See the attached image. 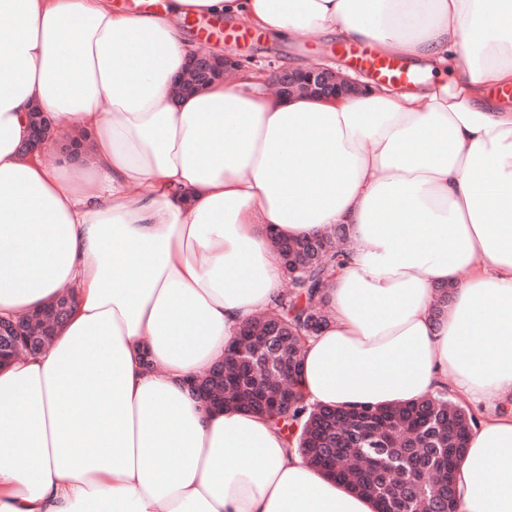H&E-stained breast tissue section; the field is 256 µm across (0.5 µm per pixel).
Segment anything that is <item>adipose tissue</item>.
<instances>
[{
	"label": "adipose tissue",
	"instance_id": "adipose-tissue-1",
	"mask_svg": "<svg viewBox=\"0 0 512 512\" xmlns=\"http://www.w3.org/2000/svg\"><path fill=\"white\" fill-rule=\"evenodd\" d=\"M190 15L436 76L283 99L248 62L181 94ZM511 87L512 0H0V315L79 293L49 348L0 369V512H374L186 383L273 307V237L344 224L304 401L512 395V100L489 94ZM34 111L55 118L45 149L89 131L82 157L23 152ZM457 505L512 512V409L473 429Z\"/></svg>",
	"mask_w": 512,
	"mask_h": 512
}]
</instances>
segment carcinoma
<instances>
[{
    "instance_id": "obj_1",
    "label": "carcinoma",
    "mask_w": 512,
    "mask_h": 512,
    "mask_svg": "<svg viewBox=\"0 0 512 512\" xmlns=\"http://www.w3.org/2000/svg\"><path fill=\"white\" fill-rule=\"evenodd\" d=\"M347 237L343 224L324 235L315 261L303 277L290 276V289L277 304L245 322L250 331L238 345L258 356L240 359L227 346L224 366H212L197 376L207 397L271 420L285 434L288 446L314 460L322 474L370 498L375 512H456V470L466 437L477 418L448 390L393 406L356 408L305 403L296 389L294 368L301 367L305 324L316 314L318 329L330 314L323 290L332 269L340 264L339 242ZM57 300L24 314L30 338L51 344ZM288 384V410L272 406V396Z\"/></svg>"
}]
</instances>
